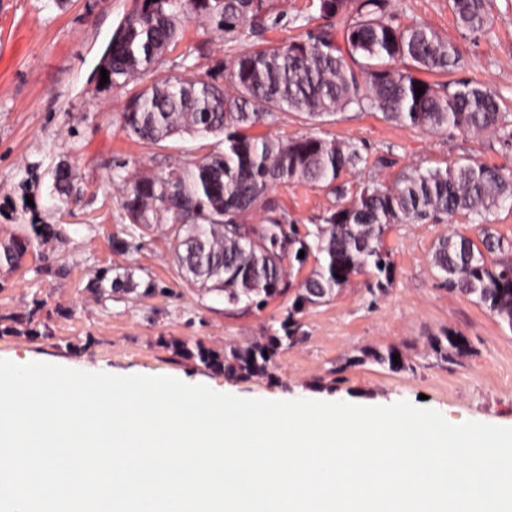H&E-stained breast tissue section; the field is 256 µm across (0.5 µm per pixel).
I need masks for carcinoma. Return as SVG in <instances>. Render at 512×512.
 Returning a JSON list of instances; mask_svg holds the SVG:
<instances>
[{
	"label": "carcinoma",
	"instance_id": "cac0c4a2",
	"mask_svg": "<svg viewBox=\"0 0 512 512\" xmlns=\"http://www.w3.org/2000/svg\"><path fill=\"white\" fill-rule=\"evenodd\" d=\"M389 3L312 0L329 21L354 13L343 28V44L329 29H310L296 41L257 45L202 74L165 77L129 94L121 125L128 136L149 144L184 134L219 141L199 158L122 179L125 219L143 234L161 233L183 281L224 294L230 305L261 309L291 294L284 335L224 353L199 342L194 357L204 366L228 376L265 374L273 356L297 340L302 308L330 301L353 275L369 271L376 277L369 292H386L394 279L385 242L392 226L449 222L457 215L480 217L475 236L453 232L440 239L432 265L448 291L471 298L512 328V241L487 223V215L512 200V172L470 158L445 168L408 167L393 186L367 184L351 203L304 230L267 200L281 181L331 185L366 161L351 142L313 135L283 141L250 133L274 122L279 112L316 121L353 107L432 133L494 131L512 144V121H506L497 92L478 83H430L417 76L448 74L461 66L462 56L434 30L400 23ZM451 9L465 28L488 24V0H451ZM270 10V0H137L112 35L103 88H125L162 68L190 21L233 34L263 25ZM418 87L425 88L420 96ZM73 178L69 168L56 170L59 195L70 196ZM261 204L268 212L265 223H242ZM53 234L48 227L19 225L0 241V269L18 270L38 242ZM311 257L316 265L303 276ZM459 337L450 331L432 349L445 360L459 356L467 347Z\"/></svg>",
	"mask_w": 512,
	"mask_h": 512
}]
</instances>
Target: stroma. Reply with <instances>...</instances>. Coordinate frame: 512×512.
<instances>
[{"instance_id":"stroma-1","label":"stroma","mask_w":512,"mask_h":512,"mask_svg":"<svg viewBox=\"0 0 512 512\" xmlns=\"http://www.w3.org/2000/svg\"><path fill=\"white\" fill-rule=\"evenodd\" d=\"M135 0H0V232L39 222L59 229L12 274L0 273V319L27 316L28 329L0 331V359L61 366L104 365L113 374L190 378L238 397L300 398L374 406L424 403L459 421L512 422V328L470 298L449 292L431 263L434 245L450 230L471 232L465 217L454 224H397L386 244L395 264L386 293L372 297L368 274L329 302L298 316L299 339L280 349L266 374L239 378L204 367L176 351L175 342H203L217 351L265 341L280 331L287 297L263 309L228 305L200 293L180 277L167 239L136 236L121 207L115 162L128 170L163 167L200 153V140L184 137L157 145L121 129L128 89L101 90L93 78L119 22ZM401 21H417L447 38L463 57L452 77L495 88L512 115V0H490L485 29L460 26L448 0H391ZM310 0H274L261 35L230 38L188 23L165 71L192 76L229 61L257 43L278 45L322 27ZM270 137L316 135L358 145L366 159L340 177L348 195L360 186L392 185L407 166L443 167L474 158L512 170V146L497 135L432 134L348 109L312 123L296 112L258 128ZM75 169L74 197L54 190L57 166ZM269 200L290 222L313 226L343 200L325 184L283 181ZM133 268L139 285L159 295L100 291L99 270ZM460 332L466 352L446 362L433 338ZM397 348L400 371L371 358Z\"/></svg>"}]
</instances>
